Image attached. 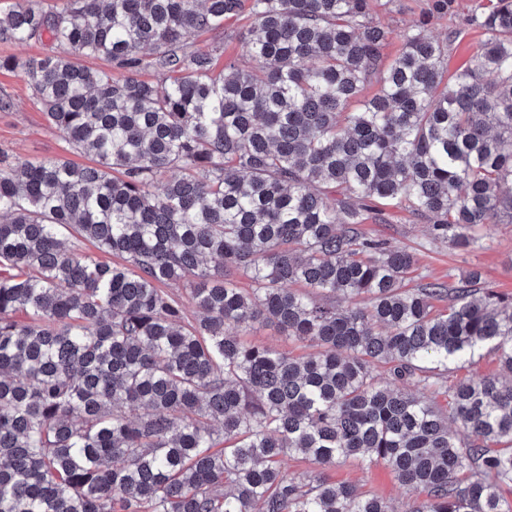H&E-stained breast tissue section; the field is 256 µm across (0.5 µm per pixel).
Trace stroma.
Listing matches in <instances>:
<instances>
[{"mask_svg":"<svg viewBox=\"0 0 512 512\" xmlns=\"http://www.w3.org/2000/svg\"><path fill=\"white\" fill-rule=\"evenodd\" d=\"M244 24L241 18L226 21L223 31L201 35L192 46L218 48L222 64H249L248 49L239 37ZM0 155L11 161L63 157L81 164L86 161L49 127L27 79L4 69H0ZM364 229L413 249L418 258L417 274L425 280L451 283L476 270L497 291L512 296V224L487 225L479 244L466 250L431 242L426 222L401 209H389L386 223L371 222ZM328 476L335 482L355 485L363 493L387 498L398 510L408 499L393 473L378 463L350 460L331 469Z\"/></svg>","mask_w":512,"mask_h":512,"instance_id":"stroma-1","label":"stroma"}]
</instances>
